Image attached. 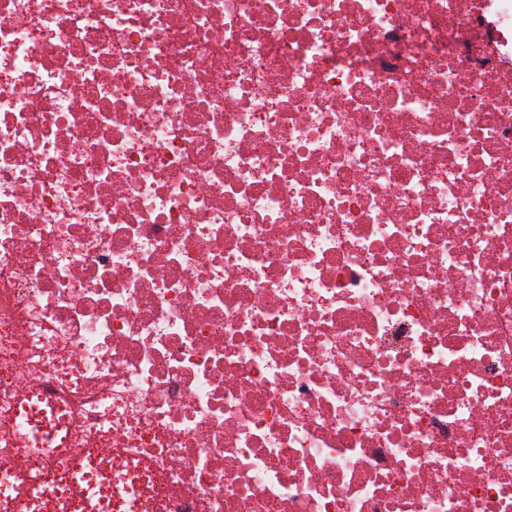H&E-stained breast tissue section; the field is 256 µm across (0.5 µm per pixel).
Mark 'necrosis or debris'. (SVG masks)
<instances>
[{
    "label": "necrosis or debris",
    "instance_id": "4bbe7bcc",
    "mask_svg": "<svg viewBox=\"0 0 512 512\" xmlns=\"http://www.w3.org/2000/svg\"><path fill=\"white\" fill-rule=\"evenodd\" d=\"M0 435L8 512H512V0H0Z\"/></svg>",
    "mask_w": 512,
    "mask_h": 512
}]
</instances>
